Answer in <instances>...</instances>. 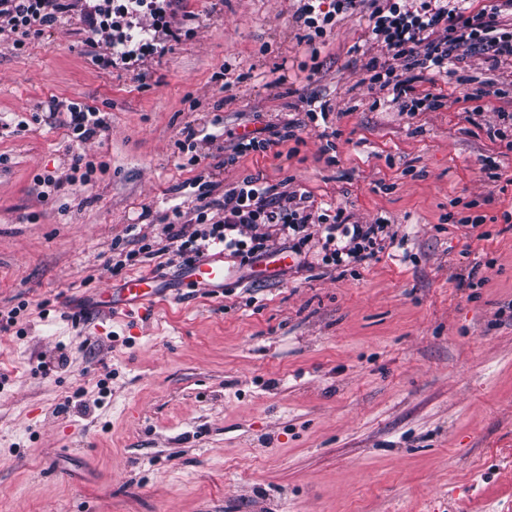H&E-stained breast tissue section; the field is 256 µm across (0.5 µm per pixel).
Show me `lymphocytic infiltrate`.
Returning <instances> with one entry per match:
<instances>
[{"label":"lymphocytic infiltrate","mask_w":512,"mask_h":512,"mask_svg":"<svg viewBox=\"0 0 512 512\" xmlns=\"http://www.w3.org/2000/svg\"><path fill=\"white\" fill-rule=\"evenodd\" d=\"M470 0H421L416 11H401L393 0L377 6L369 16V36L386 44L393 59L402 61L403 71L391 80L394 100L405 112L420 107H442L441 95L425 91L416 96L413 70L433 75L446 74L460 59L461 49L486 51L489 67L512 58V31L500 20L512 0H490L479 11L469 9ZM171 0H91L86 13L89 40L103 38L109 53L101 57L105 66L127 65L153 53L154 33L165 26ZM72 8L71 0H0V31L38 32L53 26ZM305 194L277 191L247 178L224 193V218L204 228L186 232L184 225L172 222L162 227L161 244H142L116 260L113 271L134 265L138 256L173 254L182 263L200 259L209 250L220 248L225 255L250 261L265 251L267 229L277 227L291 239V251L300 254L312 238L322 241V260L335 265L356 264L374 258L383 250L384 222L350 223L343 207L321 214L311 224L304 203Z\"/></svg>","instance_id":"1"}]
</instances>
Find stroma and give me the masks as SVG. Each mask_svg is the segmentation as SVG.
I'll return each mask as SVG.
<instances>
[{
	"instance_id": "stroma-1",
	"label": "stroma",
	"mask_w": 512,
	"mask_h": 512,
	"mask_svg": "<svg viewBox=\"0 0 512 512\" xmlns=\"http://www.w3.org/2000/svg\"><path fill=\"white\" fill-rule=\"evenodd\" d=\"M84 6L0 41V315L17 312L0 332V512H512V152L487 133L512 113V60L421 73L444 105L409 114L369 83L389 59L373 0L317 35L296 0H179V37L126 70L97 63ZM53 98L105 128L77 141ZM288 121L295 138L235 156ZM78 156L90 184L54 186ZM248 177L306 193L315 216L386 218L394 241L272 277L230 258L220 294L162 256L112 273L131 228L210 223L199 185L220 200ZM141 274L164 301L93 307Z\"/></svg>"
}]
</instances>
